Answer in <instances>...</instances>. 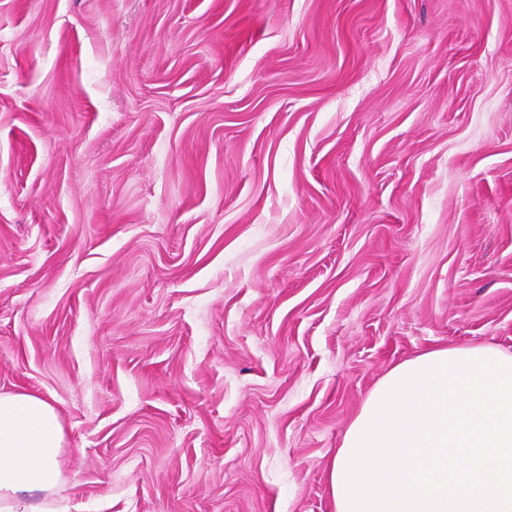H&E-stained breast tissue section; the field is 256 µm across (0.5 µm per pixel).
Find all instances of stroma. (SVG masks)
Here are the masks:
<instances>
[{
	"label": "stroma",
	"mask_w": 512,
	"mask_h": 512,
	"mask_svg": "<svg viewBox=\"0 0 512 512\" xmlns=\"http://www.w3.org/2000/svg\"><path fill=\"white\" fill-rule=\"evenodd\" d=\"M512 352V0H0V392L56 512H335L393 365ZM64 432L53 405L31 392H0V511L53 512L23 493L54 490L60 480Z\"/></svg>",
	"instance_id": "stroma-1"
}]
</instances>
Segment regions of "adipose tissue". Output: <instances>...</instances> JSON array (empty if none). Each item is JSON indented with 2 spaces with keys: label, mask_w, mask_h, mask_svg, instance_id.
<instances>
[{
  "label": "adipose tissue",
  "mask_w": 512,
  "mask_h": 512,
  "mask_svg": "<svg viewBox=\"0 0 512 512\" xmlns=\"http://www.w3.org/2000/svg\"><path fill=\"white\" fill-rule=\"evenodd\" d=\"M64 432L53 405L31 392H0V512H53L32 502L60 480Z\"/></svg>",
  "instance_id": "ef3b65f1"
}]
</instances>
